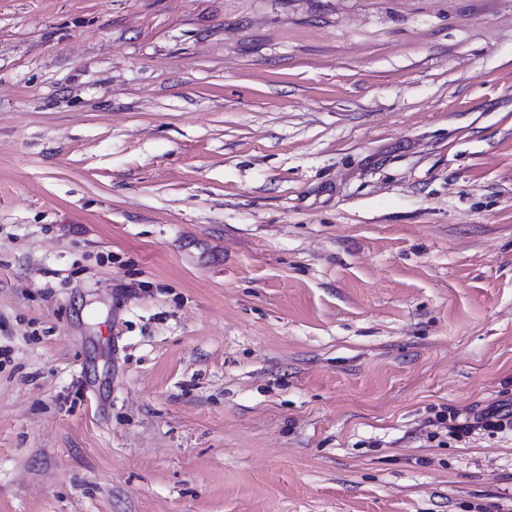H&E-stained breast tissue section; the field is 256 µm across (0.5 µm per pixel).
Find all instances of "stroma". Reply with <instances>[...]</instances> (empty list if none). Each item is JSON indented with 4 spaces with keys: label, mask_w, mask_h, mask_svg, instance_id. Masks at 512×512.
<instances>
[{
    "label": "stroma",
    "mask_w": 512,
    "mask_h": 512,
    "mask_svg": "<svg viewBox=\"0 0 512 512\" xmlns=\"http://www.w3.org/2000/svg\"><path fill=\"white\" fill-rule=\"evenodd\" d=\"M512 0H0V512H512ZM459 418L458 412L452 410L448 412V416H444L443 419L440 420V423L443 424V421L446 419L451 422L448 430L457 439H463L464 437H469V435L476 429H483L487 431L497 432L505 430L506 428L511 429L512 427V404L504 403L499 405L498 407H491L483 410L482 412L473 415L472 421L464 423L457 422Z\"/></svg>",
    "instance_id": "1"
}]
</instances>
